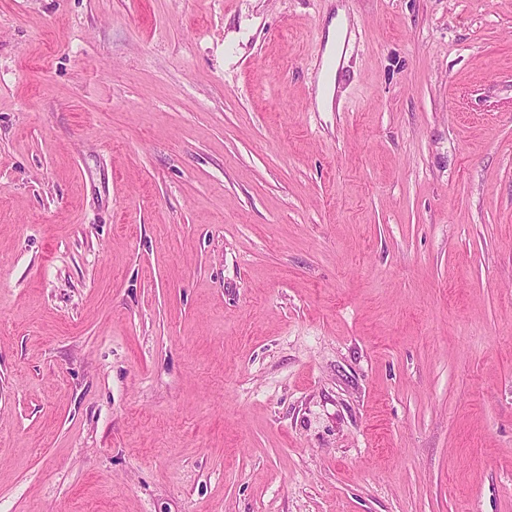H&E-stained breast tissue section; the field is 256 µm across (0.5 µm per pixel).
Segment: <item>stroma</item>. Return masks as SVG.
<instances>
[{"label":"stroma","instance_id":"1","mask_svg":"<svg viewBox=\"0 0 512 512\" xmlns=\"http://www.w3.org/2000/svg\"><path fill=\"white\" fill-rule=\"evenodd\" d=\"M0 512H512V0H0ZM347 32V20L345 12L342 8L338 7L336 10V17H334L327 26L326 33V53H336V58H340L345 35ZM336 58L328 56L322 61V66H325L327 73L332 76L336 72Z\"/></svg>","mask_w":512,"mask_h":512}]
</instances>
